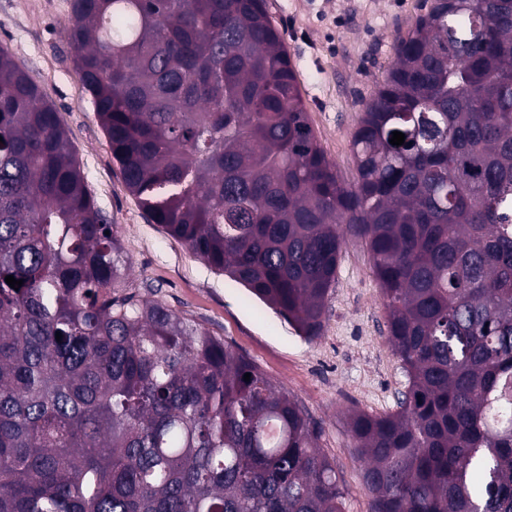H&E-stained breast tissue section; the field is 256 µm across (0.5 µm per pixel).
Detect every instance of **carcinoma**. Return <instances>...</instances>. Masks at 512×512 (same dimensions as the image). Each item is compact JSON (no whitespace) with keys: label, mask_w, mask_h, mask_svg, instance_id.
<instances>
[{"label":"carcinoma","mask_w":512,"mask_h":512,"mask_svg":"<svg viewBox=\"0 0 512 512\" xmlns=\"http://www.w3.org/2000/svg\"><path fill=\"white\" fill-rule=\"evenodd\" d=\"M66 36L128 191L298 335L367 247L408 375L396 413L351 417L371 512H512V0H431L396 37L349 185L265 0H72ZM319 436L133 290L57 112L0 48V512H344Z\"/></svg>","instance_id":"1"}]
</instances>
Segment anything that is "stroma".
Segmentation results:
<instances>
[{"mask_svg":"<svg viewBox=\"0 0 512 512\" xmlns=\"http://www.w3.org/2000/svg\"><path fill=\"white\" fill-rule=\"evenodd\" d=\"M294 65L318 142L345 183L356 176L351 143L361 109L395 59L398 31L427 0H266ZM71 0H0V47L56 110L88 190L106 213L142 298L203 325L253 360L319 423V441L344 482L345 512H370L349 418L397 409L408 383L387 343V312L362 243L349 242L325 303L320 336L296 335L245 288L196 259L155 224L127 190L65 36Z\"/></svg>","mask_w":512,"mask_h":512,"instance_id":"35a3bbf8","label":"stroma"}]
</instances>
